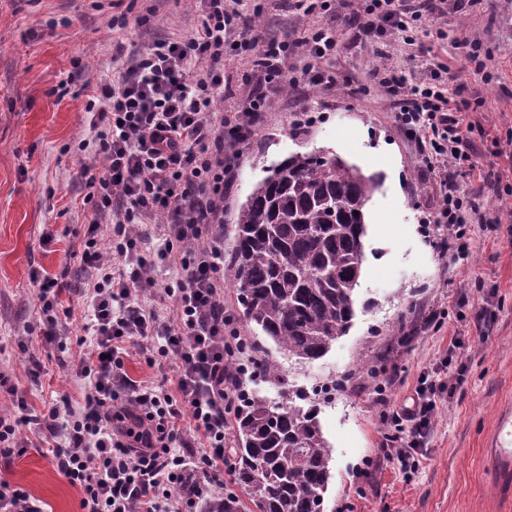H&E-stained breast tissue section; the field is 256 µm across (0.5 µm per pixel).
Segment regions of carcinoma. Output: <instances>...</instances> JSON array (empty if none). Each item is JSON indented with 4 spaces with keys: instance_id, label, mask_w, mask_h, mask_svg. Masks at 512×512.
<instances>
[{
    "instance_id": "1",
    "label": "carcinoma",
    "mask_w": 512,
    "mask_h": 512,
    "mask_svg": "<svg viewBox=\"0 0 512 512\" xmlns=\"http://www.w3.org/2000/svg\"><path fill=\"white\" fill-rule=\"evenodd\" d=\"M379 181L334 154L295 153L235 211L224 281L244 318L289 356L323 357L349 330L365 259V207ZM248 394L234 435L247 512H324L329 446L315 406Z\"/></svg>"
}]
</instances>
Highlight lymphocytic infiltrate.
Masks as SVG:
<instances>
[{
  "mask_svg": "<svg viewBox=\"0 0 512 512\" xmlns=\"http://www.w3.org/2000/svg\"><path fill=\"white\" fill-rule=\"evenodd\" d=\"M347 7L355 40L369 44L421 22L438 26L443 15L436 0H295L306 16ZM200 8L194 33L130 55L87 102L101 171L86 175L93 209L79 251L92 272L82 316L92 351L76 366L84 402L56 401L39 416L24 409L0 416V466L26 453L20 426L47 431L57 440L58 469L81 490L82 512H206L215 490L235 492L226 431L241 406L238 363L247 351L220 299L224 188L236 146L251 137L270 92L282 87L292 48L262 40L243 0H200ZM229 32L250 46L260 73L258 90L231 116L215 108L224 94ZM423 54L428 80L411 81L386 65L381 82L442 188L435 222L447 227L443 252L456 263L469 256L466 225L489 221L457 188L458 178L478 169L463 128L472 106L440 85L448 63L432 47ZM152 223L160 235L151 244L139 227ZM161 268L171 272V283H160ZM161 296L173 301L166 320L150 305ZM130 345L158 371L175 366V389L130 377ZM437 410L435 386L425 379L411 405L383 407L394 429L382 445L384 458L415 470Z\"/></svg>",
  "mask_w": 512,
  "mask_h": 512,
  "instance_id": "obj_1",
  "label": "lymphocytic infiltrate"
}]
</instances>
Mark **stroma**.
Listing matches in <instances>:
<instances>
[{"label":"stroma","mask_w":512,"mask_h":512,"mask_svg":"<svg viewBox=\"0 0 512 512\" xmlns=\"http://www.w3.org/2000/svg\"><path fill=\"white\" fill-rule=\"evenodd\" d=\"M247 3L258 6L264 35L296 42L294 72L304 64L305 31L331 28L336 49L324 68L336 84L271 93L224 196L225 247L233 245L238 205L291 154L325 150L380 180L365 209V261L349 331L312 362L262 340L258 356L275 363L284 381L257 376L248 392L273 404L291 389L314 401L332 449L326 512H512V501L491 494L481 462L499 410L512 407V0L461 10L447 0L443 39L422 24L412 42L393 35L379 45L355 42L345 14L305 17L288 0ZM200 14L198 0H0V411L11 412L21 397L34 414L62 395L81 401L74 366L91 350L81 341L87 295L79 287L63 293L75 314L60 317L66 346L58 348L43 336L33 274L66 266L87 276L72 258L92 207L79 176L91 157L80 142L91 89L111 74V45L136 50L191 34ZM465 38L480 44L483 70L456 48ZM422 45L448 62L449 91L477 104L468 115L476 126L471 140L489 175L458 181L495 223L473 225L470 255L455 264L442 257L440 232L427 221L440 189L376 73L386 56L424 79ZM256 86L250 53L240 50L224 69L217 109L232 110ZM438 309L446 312L441 329L425 328V316ZM454 338L464 358H450ZM425 374L462 382L442 394L419 468L406 474L379 458L386 427L377 398L410 404ZM332 383L336 391L323 395ZM0 476L40 499L45 512H80V489L48 449H28Z\"/></svg>","instance_id":"35a3bbf8"}]
</instances>
